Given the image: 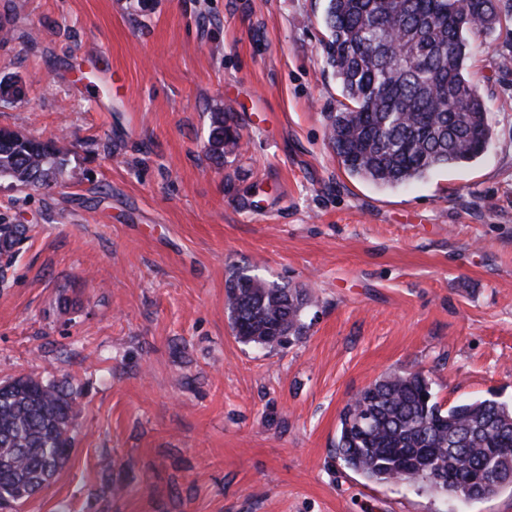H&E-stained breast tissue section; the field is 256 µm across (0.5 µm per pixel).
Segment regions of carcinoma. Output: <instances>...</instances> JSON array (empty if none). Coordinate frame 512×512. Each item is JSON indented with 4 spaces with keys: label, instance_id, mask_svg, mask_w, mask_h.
Returning <instances> with one entry per match:
<instances>
[{
    "label": "carcinoma",
    "instance_id": "carcinoma-1",
    "mask_svg": "<svg viewBox=\"0 0 512 512\" xmlns=\"http://www.w3.org/2000/svg\"><path fill=\"white\" fill-rule=\"evenodd\" d=\"M512 8L500 0H327L322 52L344 102L328 139L352 176L379 187L473 162L491 139L484 102L466 75L469 33L492 30ZM231 112L214 114L206 146L220 160L238 147ZM65 151L0 128V181L39 190L58 182ZM27 229L0 224V255ZM310 291L233 269L224 307L235 336L276 350L303 335ZM80 410L63 381L23 375L0 383V502L21 504L46 488L73 447ZM336 456L375 482L422 483L484 499L512 488V407L491 398L448 409L421 371L387 374L339 415Z\"/></svg>",
    "mask_w": 512,
    "mask_h": 512
}]
</instances>
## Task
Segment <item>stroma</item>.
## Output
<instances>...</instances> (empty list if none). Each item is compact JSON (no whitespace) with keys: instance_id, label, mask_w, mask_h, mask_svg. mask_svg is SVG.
<instances>
[{"instance_id":"35a3bbf8","label":"stroma","mask_w":512,"mask_h":512,"mask_svg":"<svg viewBox=\"0 0 512 512\" xmlns=\"http://www.w3.org/2000/svg\"><path fill=\"white\" fill-rule=\"evenodd\" d=\"M326 0H0V127L66 152L58 186L0 183L29 229L0 271V381L69 380L70 458L19 512H512L375 483L339 413L388 373L442 405L512 404V21L471 36L492 139L380 188L326 138L342 99ZM238 149L206 153L210 115ZM311 287L304 336L240 342L230 268ZM240 134L232 112H218L212 118L206 146L210 157L220 160L224 154H230L238 147Z\"/></svg>"}]
</instances>
